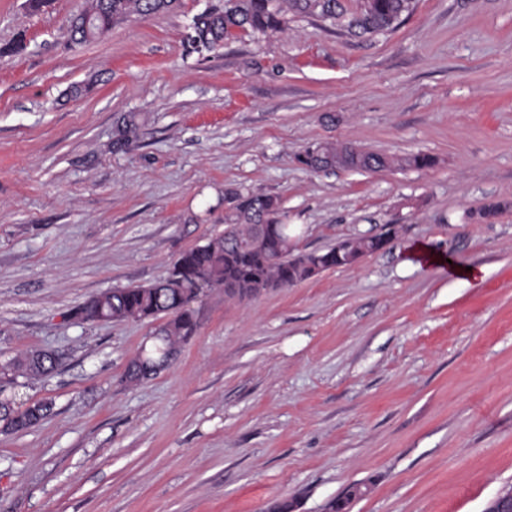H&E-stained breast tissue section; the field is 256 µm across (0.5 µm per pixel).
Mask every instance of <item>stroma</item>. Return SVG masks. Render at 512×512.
I'll return each mask as SVG.
<instances>
[{"instance_id": "obj_1", "label": "stroma", "mask_w": 512, "mask_h": 512, "mask_svg": "<svg viewBox=\"0 0 512 512\" xmlns=\"http://www.w3.org/2000/svg\"><path fill=\"white\" fill-rule=\"evenodd\" d=\"M220 3L72 44L87 0H0V363L62 356L4 392L53 410L0 431V512H328L354 486L349 512H483L512 485V0H418L362 39L296 17L189 52ZM129 112L139 141L113 152ZM323 140L435 162H297ZM235 190L276 197L304 252L396 234L289 288L206 289L177 357L128 385L158 319L70 310L223 235Z\"/></svg>"}]
</instances>
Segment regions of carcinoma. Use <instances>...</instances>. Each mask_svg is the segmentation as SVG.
<instances>
[{"label":"carcinoma","instance_id":"1","mask_svg":"<svg viewBox=\"0 0 512 512\" xmlns=\"http://www.w3.org/2000/svg\"><path fill=\"white\" fill-rule=\"evenodd\" d=\"M177 0H89L88 8L69 26L68 39L83 44L133 19H147L172 9ZM415 9V0H224L222 7H209L194 16L188 36L190 51L203 54L237 38L241 33L267 34L288 31L291 17L301 15L325 28L354 35L373 34L395 29L403 17ZM139 116L123 115L115 126L112 150H126L139 136ZM296 160L317 172L349 169L379 171L391 166L426 168L434 163L428 154L393 158L352 145L333 141L306 148ZM234 225L206 244L182 252L167 276L150 286L112 289L76 306L71 316L78 322H123L168 316L154 337L150 349H144L130 362L125 379L137 383L162 371L170 353L190 336L196 327L189 305L199 284L224 288V294L239 299L255 296L269 288H286L310 279L305 260L312 254L297 251L289 227L277 217L276 198L250 192H232ZM352 259L338 258L336 249L317 253L325 270L355 263L358 250H350ZM58 363L43 350L16 356L0 365V393L3 387L22 377L27 380L50 376ZM53 408L43 399L31 407L16 409L9 399H0V429L17 433L41 422Z\"/></svg>","mask_w":512,"mask_h":512}]
</instances>
